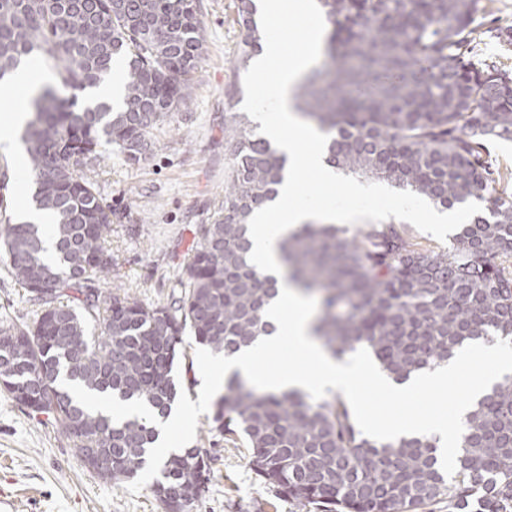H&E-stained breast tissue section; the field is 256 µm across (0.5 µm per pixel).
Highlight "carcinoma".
I'll use <instances>...</instances> for the list:
<instances>
[{"mask_svg": "<svg viewBox=\"0 0 512 512\" xmlns=\"http://www.w3.org/2000/svg\"><path fill=\"white\" fill-rule=\"evenodd\" d=\"M332 26L326 63L295 95L300 117L328 136L327 162L384 181L444 208L473 200L486 212L440 249L394 219L355 230L305 224L278 243L290 279L318 298L313 331L332 356L372 352L396 381L452 358L465 341L512 337V193L493 178L488 143L512 140V70L477 60L481 0H318ZM203 0H0V78L29 63H54L56 83L27 104L22 134L36 206L55 216L56 258L45 231L5 221L0 244L13 280L36 310L1 323L0 391L58 425L85 465L107 482L138 476L156 428L137 415L114 419L76 394L108 390L166 415L173 369L189 329L230 355L272 331L265 308L277 280L249 260L252 212L277 193L285 160L235 110L224 90V201L196 225L192 255L170 306H150L103 284L112 279V205L86 170L114 145L129 165L151 151L149 135L186 106L205 51ZM243 37L236 67L264 40L254 0H236ZM116 63L122 106L82 104ZM15 169L0 161V213ZM73 299L76 306L63 304ZM213 428L242 434L266 486L318 512H512V379L485 394L466 420L454 476L436 439L372 440L339 397L259 394L228 379ZM208 465L197 448L170 454L152 492L164 512L195 503Z\"/></svg>", "mask_w": 512, "mask_h": 512, "instance_id": "obj_1", "label": "carcinoma"}]
</instances>
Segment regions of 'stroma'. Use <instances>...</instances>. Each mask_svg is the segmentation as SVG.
I'll return each mask as SVG.
<instances>
[{"mask_svg": "<svg viewBox=\"0 0 512 512\" xmlns=\"http://www.w3.org/2000/svg\"><path fill=\"white\" fill-rule=\"evenodd\" d=\"M235 0H204L205 52L187 106L153 132L147 159L126 165L107 148L92 172L111 204L113 285L146 303L167 306L191 253L196 224L224 198V87L232 80L240 30ZM474 52L512 68V0H493L479 14ZM0 252V321L26 320L33 305L7 273ZM198 418L192 447L207 454L209 490L190 512H314L278 496L248 464L244 438ZM12 495L6 512H163L150 488L130 494L125 483L90 473L68 439L46 416L36 418L0 392V493Z\"/></svg>", "mask_w": 512, "mask_h": 512, "instance_id": "obj_1", "label": "stroma"}]
</instances>
